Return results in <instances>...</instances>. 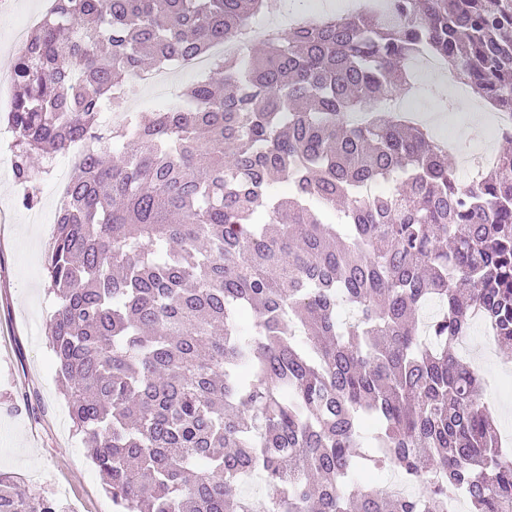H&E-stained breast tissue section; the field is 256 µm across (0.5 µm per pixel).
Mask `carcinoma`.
<instances>
[{
    "instance_id": "obj_1",
    "label": "carcinoma",
    "mask_w": 512,
    "mask_h": 512,
    "mask_svg": "<svg viewBox=\"0 0 512 512\" xmlns=\"http://www.w3.org/2000/svg\"><path fill=\"white\" fill-rule=\"evenodd\" d=\"M280 2L52 0L18 49L23 206L32 154L91 144L47 258V339L83 448L115 512H448L456 496L512 512V452L452 349L475 310L512 344V152L461 186L396 111L426 50L512 112V0L303 17L259 51L244 41L177 107L100 123L131 81ZM254 474L262 499L242 491ZM0 512L60 510L0 474Z\"/></svg>"
}]
</instances>
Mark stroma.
I'll return each instance as SVG.
<instances>
[{
  "instance_id": "35a3bbf8",
  "label": "stroma",
  "mask_w": 512,
  "mask_h": 512,
  "mask_svg": "<svg viewBox=\"0 0 512 512\" xmlns=\"http://www.w3.org/2000/svg\"><path fill=\"white\" fill-rule=\"evenodd\" d=\"M47 0H0V89L9 90L15 62L16 30L27 15ZM199 72L176 67L172 81L161 88H143L140 112H161L175 102L178 87L197 81ZM52 160L32 159L35 185L42 189L38 210L21 205V191L11 165L0 163V472L22 479L45 496L65 490L75 512H114L112 499L76 433L64 390L59 383L46 323L54 302L46 289L45 254L55 226L38 213H55V194L45 190ZM489 351L478 370L485 380L484 399L494 403L498 427L512 440V349L498 347L483 325H474L457 350L473 359Z\"/></svg>"
}]
</instances>
